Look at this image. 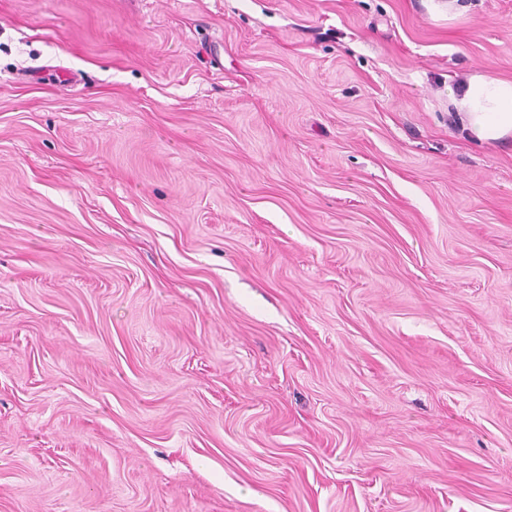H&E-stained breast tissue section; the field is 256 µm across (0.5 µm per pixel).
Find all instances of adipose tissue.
<instances>
[{
    "label": "adipose tissue",
    "mask_w": 512,
    "mask_h": 512,
    "mask_svg": "<svg viewBox=\"0 0 512 512\" xmlns=\"http://www.w3.org/2000/svg\"><path fill=\"white\" fill-rule=\"evenodd\" d=\"M448 99L475 140L496 143L512 138V80L475 73L449 89Z\"/></svg>",
    "instance_id": "adipose-tissue-1"
}]
</instances>
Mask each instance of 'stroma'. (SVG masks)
Returning a JSON list of instances; mask_svg holds the SVG:
<instances>
[{
  "mask_svg": "<svg viewBox=\"0 0 512 512\" xmlns=\"http://www.w3.org/2000/svg\"><path fill=\"white\" fill-rule=\"evenodd\" d=\"M0 0V512H512V0ZM448 99L463 129L480 143L512 138V80L484 73L468 76Z\"/></svg>",
  "mask_w": 512,
  "mask_h": 512,
  "instance_id": "stroma-1",
  "label": "stroma"
}]
</instances>
